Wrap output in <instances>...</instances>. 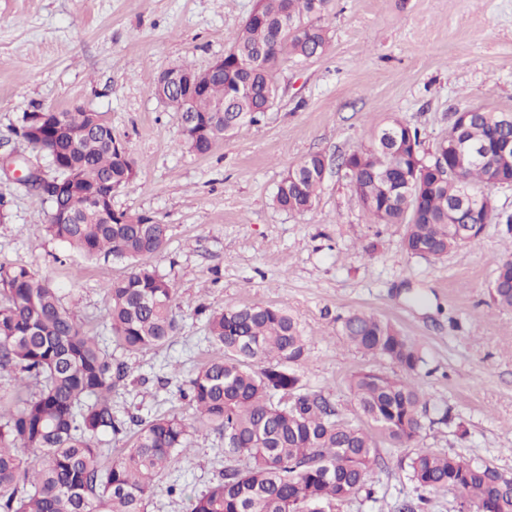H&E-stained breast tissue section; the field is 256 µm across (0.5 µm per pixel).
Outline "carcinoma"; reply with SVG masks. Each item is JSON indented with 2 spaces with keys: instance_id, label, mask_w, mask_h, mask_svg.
<instances>
[{
  "instance_id": "obj_1",
  "label": "carcinoma",
  "mask_w": 512,
  "mask_h": 512,
  "mask_svg": "<svg viewBox=\"0 0 512 512\" xmlns=\"http://www.w3.org/2000/svg\"><path fill=\"white\" fill-rule=\"evenodd\" d=\"M333 0H256L264 17L247 23L224 53V76L180 113L183 142L196 155L237 129L260 121L277 97V73L290 58L322 56L329 47L321 20ZM502 112L482 111L457 131L471 145L495 147L512 135ZM23 117L21 135L50 159L75 189L41 193L52 203L47 231L88 259L123 260L127 276L106 288L112 335L128 351L156 348L179 330L176 290L141 258L161 252L168 226L143 213L112 209V191L136 177V162L112 142V128L95 112L64 110L36 124ZM402 143L421 146V132L395 117L374 141L347 154L343 169L371 224L402 225L403 248L442 258L481 236L471 223L464 192L478 194L491 179L512 180V166L493 152L457 166L452 142L435 153L448 168L419 167L416 198L407 196L414 173L398 154ZM325 158L310 154L288 168L273 203L294 213L311 211L324 179ZM105 200L106 210L95 208ZM456 206V223L448 210ZM494 304L512 310V258L500 262L490 285ZM208 339L224 355L198 368L183 385L200 426L224 436L230 460L221 477L190 499V512H336L369 485L378 463V440L406 447L423 430L425 400L412 383L425 365L410 337L366 311L340 319L344 341L389 359L398 371L358 370L348 381L361 426L321 394L301 391L291 369L305 353L297 318L271 305L208 309ZM14 375L12 405L0 406V512H147L160 475L187 448L189 426L175 415L145 420L119 416L112 390L127 376L102 341L89 335L48 279L26 266L0 264V373ZM138 427L136 440L111 462L102 438ZM418 499L439 489L458 493V512H512V475L470 459L432 450L408 458Z\"/></svg>"
}]
</instances>
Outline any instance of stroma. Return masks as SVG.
I'll list each match as a JSON object with an SVG mask.
<instances>
[{"mask_svg":"<svg viewBox=\"0 0 512 512\" xmlns=\"http://www.w3.org/2000/svg\"><path fill=\"white\" fill-rule=\"evenodd\" d=\"M255 0H0V156L48 171L46 155L20 133L22 117L79 106L109 123L136 161V178L113 191L112 207L168 226L163 252L146 257L177 291L178 333L128 352L112 340L106 288L126 263L87 259L53 238L51 202L0 170V264L31 267L58 288L92 335L107 341L127 377L112 392L119 415H175L190 424L148 512H187L188 498L216 482L224 439L195 425L178 386L217 356L197 305H274L307 339L294 365L304 391L345 417L357 412L347 379L359 369L393 372L386 359L350 348L338 332L355 310L389 320L417 342L427 364L416 378L427 400L418 447L459 454L512 473V310L497 309L494 270L512 257V226L486 225L443 259L402 247L403 227L368 223L347 180L328 169L315 208L294 214L273 196L285 170L319 153L328 161L368 143L391 117L421 131L432 157L454 112H512V0H335L324 24L325 55L288 61L275 106L204 156L181 145L174 109L152 85L183 63L206 69L222 56ZM450 410L468 431L440 423ZM373 497L337 512H458L449 490L420 503L406 467L413 449L380 442ZM178 484L181 495L167 493Z\"/></svg>","mask_w":512,"mask_h":512,"instance_id":"stroma-1","label":"stroma"}]
</instances>
